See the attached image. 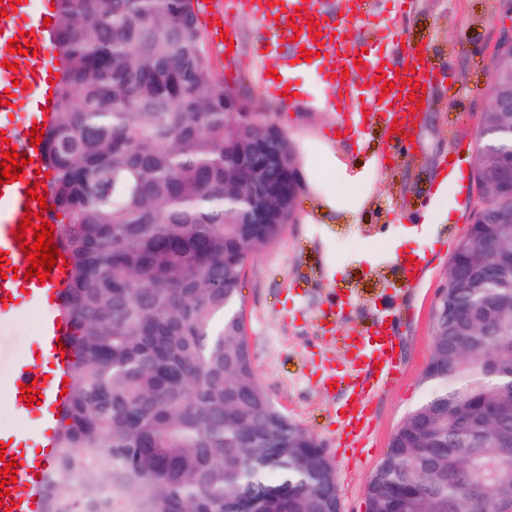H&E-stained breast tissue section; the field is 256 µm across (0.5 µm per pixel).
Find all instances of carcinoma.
<instances>
[{
  "instance_id": "carcinoma-1",
  "label": "carcinoma",
  "mask_w": 512,
  "mask_h": 512,
  "mask_svg": "<svg viewBox=\"0 0 512 512\" xmlns=\"http://www.w3.org/2000/svg\"><path fill=\"white\" fill-rule=\"evenodd\" d=\"M52 37L46 155L76 336L44 512H336L334 469L259 383L242 316L243 266L280 239L254 223L252 188L284 184L294 150L279 138L282 163L265 170L238 153L266 131L216 79L193 0H56ZM482 125L478 148L511 166L512 114ZM503 212L512 200L488 202L451 259L455 318L367 484L372 512H448L457 491L476 512L512 499V469H497L512 452Z\"/></svg>"
}]
</instances>
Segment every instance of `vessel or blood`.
<instances>
[{"mask_svg": "<svg viewBox=\"0 0 512 512\" xmlns=\"http://www.w3.org/2000/svg\"><path fill=\"white\" fill-rule=\"evenodd\" d=\"M211 10L206 18L210 24L224 21L226 13H242L262 23L272 34L270 40L260 45L261 59L276 58L283 67L279 80L273 81L271 89L279 97L282 111H299V98L285 95L284 90L291 79L301 49L311 50L313 57L305 65L306 70H323L330 77L333 88L367 97L374 102L370 119L379 122L390 131L392 142L407 138L414 119L416 98L425 96V87L435 77L433 67L421 63L419 51L414 46L401 49L403 70L381 65L379 60L364 61V47L360 22L368 20L370 12L365 0H360L353 12L336 13L328 0H280L270 4L269 0H210ZM51 0H21L20 5H0V60H7L9 68L0 67V116L8 119L4 129L17 153L30 157V164L22 168V179L0 184V252L5 261L0 264V318L6 317L21 307L37 308L50 303L52 313L43 315L38 327L37 342L44 356L52 365L44 371L32 362H17L10 383L11 403L15 413L23 419H36L40 427L36 434L20 432L10 434L0 430V446L5 461H16L17 481L9 494L0 496V502L9 504L10 512H41L44 477L55 457L54 425L61 409L67 402L62 381L70 376L74 353L72 338L74 326L55 313L65 290L69 269L66 253H59L49 279L37 281L26 278L29 266L21 244L14 234L19 229L25 211H42L44 219L56 222L55 201L47 197L48 190L40 186L39 172L45 169V147L31 141L32 127L48 130L49 118L56 108L57 96L51 93L50 72L55 61L48 50L50 29L45 19L54 17ZM318 21L321 39H314L307 25L308 19ZM34 41L36 55H21L10 52L8 42L17 37ZM381 70L384 82L363 83V70ZM402 80L414 90L413 97L400 95L393 88L395 80ZM390 83V91H383V83ZM37 188L40 197H46L47 205H39L27 192ZM389 313L379 315L377 321L358 335L348 337V364L343 369L331 365L321 366L320 378L323 388L338 386L345 393L342 412L336 417L337 430L352 447L361 448L370 430V407L381 389L399 374L395 351L397 338L390 328ZM35 384L42 395L39 404L30 406L21 400L22 385ZM37 443L39 452L36 466L17 462L18 449Z\"/></svg>", "mask_w": 512, "mask_h": 512, "instance_id": "vessel-or-blood-1", "label": "vessel or blood"}]
</instances>
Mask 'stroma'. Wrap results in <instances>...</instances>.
<instances>
[{
  "mask_svg": "<svg viewBox=\"0 0 512 512\" xmlns=\"http://www.w3.org/2000/svg\"><path fill=\"white\" fill-rule=\"evenodd\" d=\"M237 41L234 64L213 54L226 88L252 100L283 130L295 153L301 190L296 217L274 245L258 250L243 280L253 366L273 402L321 444L336 473L342 512H365L369 479L386 456L404 417L425 397L424 370L434 345L432 310L448 279L451 258L468 232L473 207L452 224H423L419 218L448 155L475 153L477 130L490 103L491 54L500 35L512 28L499 0H376L362 37L375 55L395 47L396 31L423 48L438 77L414 132L404 146H389L381 130L358 126L332 137L338 115L329 102L334 90L319 73L299 72L306 86L304 106L282 112L267 91L258 58L268 32L255 20L233 15ZM360 180L358 208L328 207L336 179ZM427 253V275L414 288L400 284L391 252L395 243ZM340 274H333V267ZM335 306L336 337L323 333L322 317ZM394 315L403 374L371 408L373 439L367 448L342 447L335 429L338 395L326 393L313 370L328 357H343L344 339L369 327L379 311ZM38 315L21 310L0 327V426L17 417L10 406L14 361L34 353Z\"/></svg>",
  "mask_w": 512,
  "mask_h": 512,
  "instance_id": "obj_1",
  "label": "stroma"
}]
</instances>
